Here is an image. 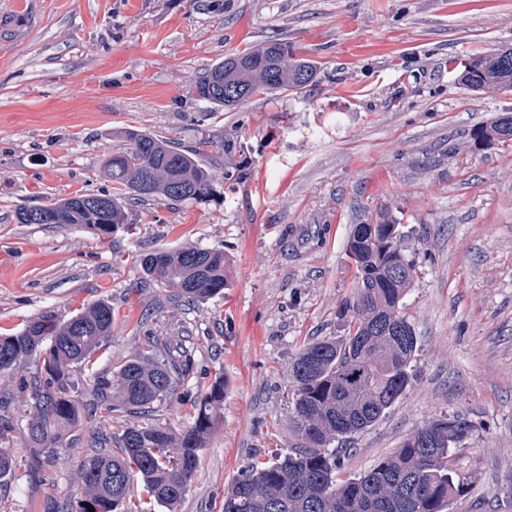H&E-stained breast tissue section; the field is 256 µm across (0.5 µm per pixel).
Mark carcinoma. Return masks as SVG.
Listing matches in <instances>:
<instances>
[{
    "instance_id": "cac0c4a2",
    "label": "carcinoma",
    "mask_w": 512,
    "mask_h": 512,
    "mask_svg": "<svg viewBox=\"0 0 512 512\" xmlns=\"http://www.w3.org/2000/svg\"><path fill=\"white\" fill-rule=\"evenodd\" d=\"M316 62L298 58L288 43L267 40L247 52L214 64L190 85L191 94L217 110L234 109L257 94L299 91L314 83ZM473 91L512 86V49L469 59L460 74ZM240 88L244 95L226 96ZM124 144L106 154L103 173L112 192L76 194L15 212L18 224H76L106 238L128 223L130 207L164 198L204 202L212 194L213 175L204 159L235 143L211 136L182 149L168 138L136 127L122 131ZM472 139L482 144L512 139V116L477 127ZM412 235L387 212L375 224L354 225L347 251L353 261L350 297L341 313L350 315L347 335L303 346L294 358L297 383L295 423L304 445L276 450L272 460L247 466L224 492L223 512H447L467 486L455 468L454 450L474 425L456 415L412 432L392 456L350 478L339 476L340 456L327 448L373 426L400 398L409 381L417 337L401 314V302L418 276L410 257ZM147 279L173 290L187 303L224 293V252L182 247L157 248L142 255ZM114 311L107 300L82 308L67 319L45 310L15 333L0 336V363L16 371L35 361L37 375L21 376L29 438L47 459H59V440L90 410L79 404L70 375L74 365L90 367L100 346L112 337ZM158 343L148 337L140 357L123 363L110 378L94 379L98 404L145 419L154 404L177 393L189 376L185 351L177 344L156 358ZM224 399V383L212 384L197 402L193 422L180 433L159 424H133L118 451L95 452L80 465L83 492L73 512H127L135 488L167 507L178 504L194 479L197 456L205 447L212 408Z\"/></svg>"
}]
</instances>
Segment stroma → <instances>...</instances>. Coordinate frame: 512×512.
I'll list each match as a JSON object with an SVG mask.
<instances>
[{
    "label": "stroma",
    "mask_w": 512,
    "mask_h": 512,
    "mask_svg": "<svg viewBox=\"0 0 512 512\" xmlns=\"http://www.w3.org/2000/svg\"><path fill=\"white\" fill-rule=\"evenodd\" d=\"M0 0V334L42 311L70 316L98 300L115 312L93 368L74 367L82 404L94 376L136 358L146 337H184L190 377L151 420L181 432L215 380L224 399L185 498L147 496L129 512H222L252 460L300 447L291 365L302 346L347 333V241L390 211L414 230L419 274L401 304L418 347L401 397L341 456L354 476L424 424L474 425L456 449L467 489L449 512H512V142L475 146L472 129L512 114V90L459 80L473 56L512 48V0ZM269 38L319 66L301 92L216 111L192 79ZM128 126L190 147L228 137L249 160H212L205 203L133 208L99 238L78 225L19 224L18 207L111 191L101 160ZM223 250L222 295L187 304L149 281L141 253ZM131 424L94 412L47 466L18 417L4 445L7 512H70L79 466L116 451Z\"/></svg>",
    "instance_id": "1"
}]
</instances>
